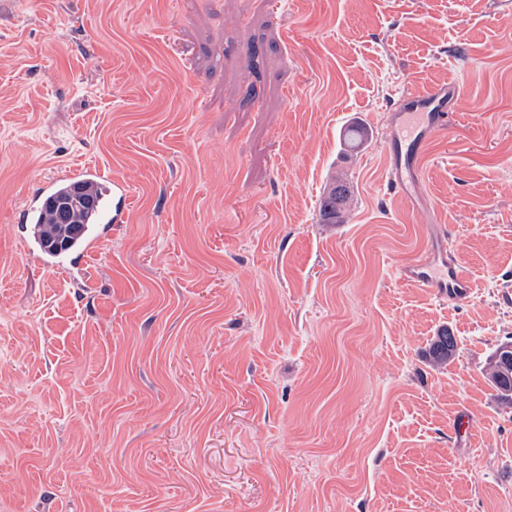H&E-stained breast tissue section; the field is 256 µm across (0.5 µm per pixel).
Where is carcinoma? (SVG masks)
<instances>
[{"label":"carcinoma","instance_id":"carcinoma-1","mask_svg":"<svg viewBox=\"0 0 512 512\" xmlns=\"http://www.w3.org/2000/svg\"><path fill=\"white\" fill-rule=\"evenodd\" d=\"M351 183L343 176L333 175L320 199V213L326 224H341L345 206L351 197ZM92 210L79 203L76 192L65 188L55 195L37 224L42 249L47 254L68 251L73 248L76 230L88 228ZM457 351L454 333L441 329L434 337L430 357L437 365H446ZM487 370L492 386L501 398L512 404V341L498 344L488 358Z\"/></svg>","mask_w":512,"mask_h":512}]
</instances>
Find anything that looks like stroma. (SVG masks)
<instances>
[{"label":"stroma","instance_id":"stroma-1","mask_svg":"<svg viewBox=\"0 0 512 512\" xmlns=\"http://www.w3.org/2000/svg\"><path fill=\"white\" fill-rule=\"evenodd\" d=\"M439 84L406 200L390 105ZM88 162L133 202L64 274L16 215ZM510 338L512 0H0V512H512ZM351 183L346 177L332 175L320 199V213L325 224L343 223L345 206L351 197ZM401 274L403 280L418 288H438L441 295L448 291V298L453 300L466 296L472 288L462 263L434 249L416 255L401 268ZM457 351V339L454 333L448 328L441 329L434 337L430 357L437 365H448ZM492 386L501 398L512 404V341L498 344L488 358Z\"/></svg>","mask_w":512,"mask_h":512}]
</instances>
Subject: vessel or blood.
Returning <instances> with one entry per match:
<instances>
[{
    "mask_svg": "<svg viewBox=\"0 0 512 512\" xmlns=\"http://www.w3.org/2000/svg\"><path fill=\"white\" fill-rule=\"evenodd\" d=\"M454 90H433L426 93L412 92L406 94L397 103L395 110L399 114L417 116L418 123L411 131L396 129L387 138L386 153L391 159L387 184L393 192L402 197H409L410 186L418 182L421 172L419 162L427 142L436 136L445 134L450 124L453 106L451 100ZM67 182L74 183L90 180L96 183H111L112 204L105 207L95 205L94 211L107 224L122 221L131 201L129 186L120 180H112L99 165L88 164L73 169L66 177ZM59 185L58 180L43 182L28 199L20 214L25 224L36 223L47 202ZM403 280L423 289L435 288L439 293L448 294L450 299L467 295L471 286L470 278L462 263L455 258L430 250L416 255L401 269Z\"/></svg>",
    "mask_w": 512,
    "mask_h": 512,
    "instance_id": "b4317fda",
    "label": "vessel or blood"
}]
</instances>
